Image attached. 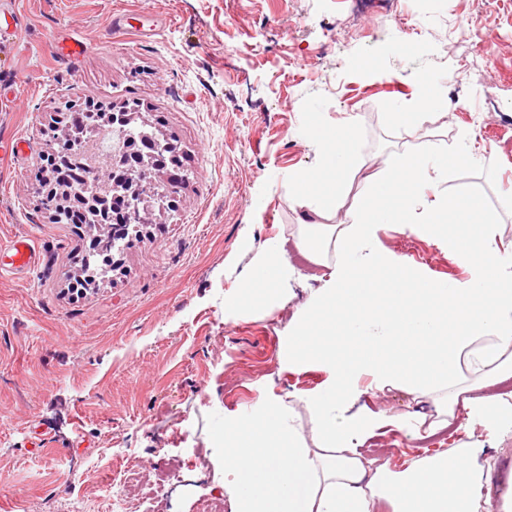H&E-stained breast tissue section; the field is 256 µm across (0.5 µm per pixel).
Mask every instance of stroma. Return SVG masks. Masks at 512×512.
<instances>
[{"instance_id": "stroma-1", "label": "stroma", "mask_w": 512, "mask_h": 512, "mask_svg": "<svg viewBox=\"0 0 512 512\" xmlns=\"http://www.w3.org/2000/svg\"><path fill=\"white\" fill-rule=\"evenodd\" d=\"M20 23L0 49V243L30 236L42 263L0 276V512H113L132 469L147 486L135 512H202L224 474V417L280 398L307 445L304 397L326 373L288 361L290 323L323 267L296 250L300 172L324 176L314 125L354 126V167L375 171L431 143L461 161L430 185L476 191L512 242V0H14ZM125 32L106 35L114 14ZM87 41L74 67L52 48ZM435 88L437 115L407 130L392 112ZM140 100L179 149L182 183L148 236L133 235L86 296L67 292L85 228L57 224L37 179L49 125L74 98ZM486 130L474 140L475 120ZM24 142L21 153L13 138ZM353 167V169H354ZM327 221L359 204L360 178ZM382 249L429 277L465 284L467 267L434 242L391 229ZM294 268L287 293L225 295L263 248ZM373 410L434 414L433 400L388 388ZM429 440L386 428L360 448L401 469ZM176 469L174 479L157 477Z\"/></svg>"}]
</instances>
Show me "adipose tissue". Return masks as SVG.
Listing matches in <instances>:
<instances>
[{
	"instance_id": "ef3b65f1",
	"label": "adipose tissue",
	"mask_w": 512,
	"mask_h": 512,
	"mask_svg": "<svg viewBox=\"0 0 512 512\" xmlns=\"http://www.w3.org/2000/svg\"><path fill=\"white\" fill-rule=\"evenodd\" d=\"M326 177L298 173L291 184L305 219L296 243L309 259L335 262L295 322L288 354L297 368L319 366L324 387L305 404L318 446L302 444L295 411L271 399L224 421V482L232 512H512V463L494 473L477 442L412 460L370 467L358 451L386 426L422 437L425 415L399 418L360 406L363 395L404 388L425 398L442 392L438 415L464 413L467 427L512 432V400L481 387L512 374V245L488 222L484 198L436 196L412 213L424 184L417 160L364 178L365 201L342 224L317 218L344 193L350 126L317 127ZM429 239L470 268L466 285L433 281L394 253L379 251L384 226ZM291 268L281 249L253 260L243 282L276 296Z\"/></svg>"
}]
</instances>
